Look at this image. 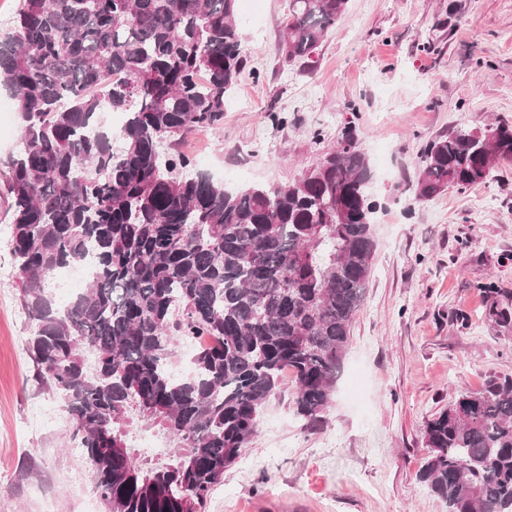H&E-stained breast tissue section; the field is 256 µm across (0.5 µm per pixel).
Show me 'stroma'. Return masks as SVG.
Returning a JSON list of instances; mask_svg holds the SVG:
<instances>
[{"mask_svg":"<svg viewBox=\"0 0 512 512\" xmlns=\"http://www.w3.org/2000/svg\"><path fill=\"white\" fill-rule=\"evenodd\" d=\"M286 13L237 0L249 72L223 124L180 149L224 187L285 184L352 127L381 204L376 249L323 427L302 429L286 381L202 512H447L418 478L425 424L512 379V320L494 316L512 313V162L424 203L406 187L437 135L512 126V0H348L308 65L280 49ZM30 334L0 234V512H106L61 400L34 377ZM39 408L51 420L35 432Z\"/></svg>","mask_w":512,"mask_h":512,"instance_id":"35a3bbf8","label":"stroma"}]
</instances>
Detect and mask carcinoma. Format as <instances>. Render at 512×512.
Listing matches in <instances>:
<instances>
[{
  "label": "carcinoma",
  "mask_w": 512,
  "mask_h": 512,
  "mask_svg": "<svg viewBox=\"0 0 512 512\" xmlns=\"http://www.w3.org/2000/svg\"><path fill=\"white\" fill-rule=\"evenodd\" d=\"M236 0H19L0 86L21 115L0 160L35 379L57 395L107 512H202L293 376L304 430L332 405L366 294L377 203L347 129L287 184L224 188L162 152L224 122L246 68ZM348 0H288L282 51L306 62ZM429 141L412 200L483 182L512 127ZM91 259L65 306L55 272ZM207 336L174 376L180 341ZM167 433L172 462L126 443L131 416ZM419 479L448 512H512V381L490 378L426 422Z\"/></svg>",
  "instance_id": "carcinoma-1"
}]
</instances>
